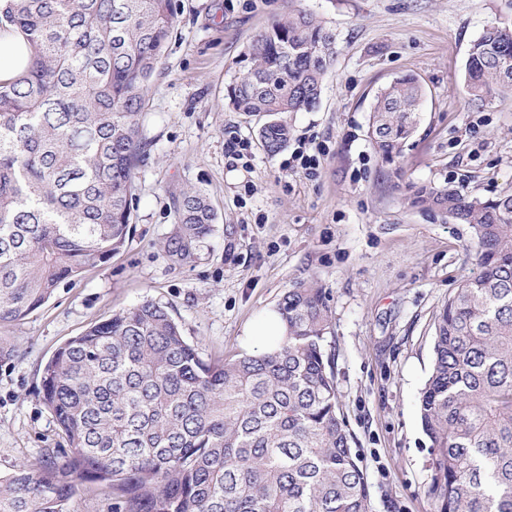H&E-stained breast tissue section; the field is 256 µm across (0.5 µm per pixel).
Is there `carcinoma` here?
Masks as SVG:
<instances>
[{
	"mask_svg": "<svg viewBox=\"0 0 512 512\" xmlns=\"http://www.w3.org/2000/svg\"><path fill=\"white\" fill-rule=\"evenodd\" d=\"M175 23L174 0H0V30L30 46L25 71L0 82V322L124 246L148 147L140 118ZM250 60L230 99L269 117L259 139L275 154L291 135L276 115L316 108L336 32L294 9L257 36ZM464 79L476 98L512 91L511 29H484ZM423 97L409 73L375 95L374 149L397 172ZM409 190L412 206L470 225L479 267L434 320L419 401L427 494L437 512H512V195ZM175 213L165 249L189 263L218 215L200 190L180 193ZM276 311L285 336L217 361L149 301L69 339L43 369L42 400L70 452L48 448L0 477V512H64L86 482L112 487L113 512H368L326 352V292L301 281Z\"/></svg>",
	"mask_w": 512,
	"mask_h": 512,
	"instance_id": "obj_1",
	"label": "carcinoma"
}]
</instances>
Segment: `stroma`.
<instances>
[{
	"mask_svg": "<svg viewBox=\"0 0 512 512\" xmlns=\"http://www.w3.org/2000/svg\"><path fill=\"white\" fill-rule=\"evenodd\" d=\"M338 35L317 108L285 114L288 147L270 155L264 119L229 92L254 37L290 0H175L176 26L142 121L150 151L136 172L134 223L123 248L23 320L0 324V476L68 442L41 398L45 364L90 324L130 306H164L203 357L261 344L250 329L288 288L313 277L331 310L327 351L352 449L366 470L369 512H436L419 398L433 358L437 308L476 271L470 225L412 208V184L468 196L512 194V92L463 90L467 50L490 24L512 28V0H301ZM425 96L402 175L376 156L369 118L395 75ZM249 139L247 161L225 153ZM305 143L319 165L297 168ZM199 189L218 214L187 264L162 247L172 198Z\"/></svg>",
	"mask_w": 512,
	"mask_h": 512,
	"instance_id": "stroma-1",
	"label": "stroma"
}]
</instances>
